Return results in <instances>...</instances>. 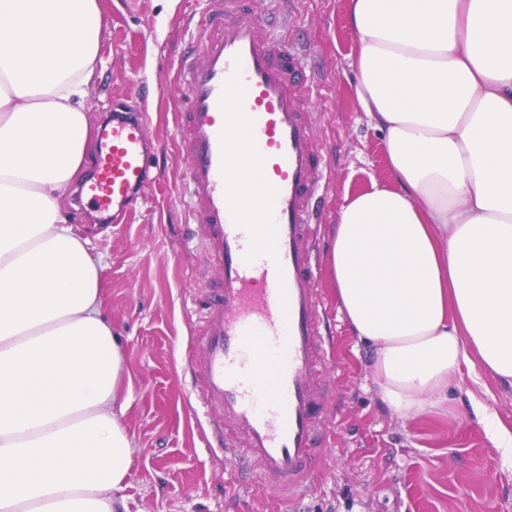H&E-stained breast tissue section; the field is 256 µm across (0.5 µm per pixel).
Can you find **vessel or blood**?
<instances>
[{
  "label": "vessel or blood",
  "mask_w": 512,
  "mask_h": 512,
  "mask_svg": "<svg viewBox=\"0 0 512 512\" xmlns=\"http://www.w3.org/2000/svg\"><path fill=\"white\" fill-rule=\"evenodd\" d=\"M182 59L187 95L176 137L188 174L189 219L219 277L193 338L201 404L225 452L249 460L264 488L288 500L310 490L321 432L325 310L317 294L313 202L322 156L306 104L324 87L308 52L262 31L253 0H207ZM147 116L113 111L101 127L83 193L120 215L150 184L156 146ZM264 172L258 189L246 169Z\"/></svg>",
  "instance_id": "obj_1"
}]
</instances>
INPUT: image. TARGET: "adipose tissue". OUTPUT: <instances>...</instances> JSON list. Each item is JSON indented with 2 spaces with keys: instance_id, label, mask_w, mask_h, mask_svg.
I'll use <instances>...</instances> for the list:
<instances>
[{
  "instance_id": "1",
  "label": "adipose tissue",
  "mask_w": 512,
  "mask_h": 512,
  "mask_svg": "<svg viewBox=\"0 0 512 512\" xmlns=\"http://www.w3.org/2000/svg\"><path fill=\"white\" fill-rule=\"evenodd\" d=\"M98 13L0 0V512L125 508L123 348L60 206ZM347 20L396 186L346 197L328 267L383 402L426 414L460 367L512 384V0H347Z\"/></svg>"
}]
</instances>
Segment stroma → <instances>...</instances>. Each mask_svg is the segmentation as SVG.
Instances as JSON below:
<instances>
[{"mask_svg":"<svg viewBox=\"0 0 512 512\" xmlns=\"http://www.w3.org/2000/svg\"><path fill=\"white\" fill-rule=\"evenodd\" d=\"M100 64L87 89L89 136L76 184L98 152V132L113 103L147 113L148 135L163 142L151 159L153 182L120 223L101 219L78 196L63 199L103 257L104 316L119 336L130 375L120 424L133 439L125 481L127 512H512V467L472 412L479 400L512 427V385L467 372L453 377L436 412L402 416L382 402L371 348L352 336L330 276L320 283L334 326V361L326 369L328 413L340 416L321 472L300 503L252 489L236 501L237 467L207 447L205 418L189 372L197 300L205 286L202 256L187 222L186 170L171 142L174 106L182 98L173 75L203 8L202 0H98ZM288 35L311 42L324 97L312 100L316 140L332 165L320 249L328 251L345 196L390 184L384 134L356 97L355 38L346 0H296Z\"/></svg>","mask_w":512,"mask_h":512,"instance_id":"35a3bbf8","label":"stroma"}]
</instances>
